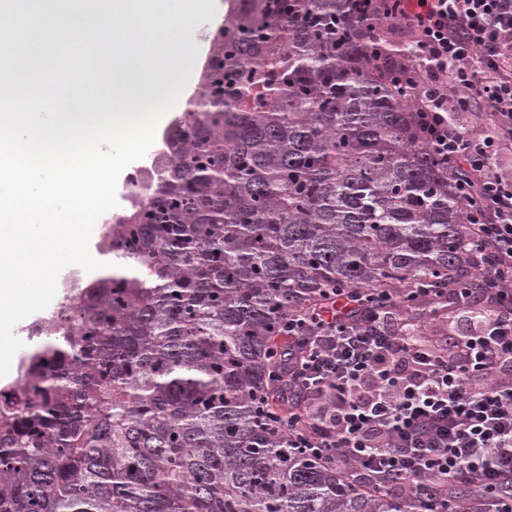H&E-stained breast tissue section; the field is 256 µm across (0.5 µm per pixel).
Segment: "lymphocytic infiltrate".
<instances>
[{
    "label": "lymphocytic infiltrate",
    "mask_w": 512,
    "mask_h": 512,
    "mask_svg": "<svg viewBox=\"0 0 512 512\" xmlns=\"http://www.w3.org/2000/svg\"><path fill=\"white\" fill-rule=\"evenodd\" d=\"M414 47L387 78L408 91L421 145L461 171L471 239L466 273L429 288L455 299L466 330L431 336L418 311L341 290L288 318L285 396L300 393L303 420L288 445L352 468L358 483L395 498L422 485L464 481L512 512V0H355ZM475 111L480 136L449 112Z\"/></svg>",
    "instance_id": "lymphocytic-infiltrate-1"
}]
</instances>
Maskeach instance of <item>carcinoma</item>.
Instances as JSON below:
<instances>
[{
    "mask_svg": "<svg viewBox=\"0 0 512 512\" xmlns=\"http://www.w3.org/2000/svg\"><path fill=\"white\" fill-rule=\"evenodd\" d=\"M352 0H237L167 153L0 398V512H448L304 455L281 323L336 288L392 292L468 261L459 173L350 33ZM464 483L453 512H474Z\"/></svg>",
    "mask_w": 512,
    "mask_h": 512,
    "instance_id": "1",
    "label": "carcinoma"
}]
</instances>
